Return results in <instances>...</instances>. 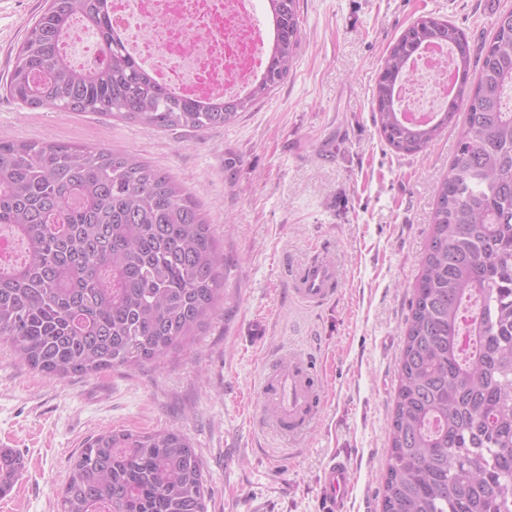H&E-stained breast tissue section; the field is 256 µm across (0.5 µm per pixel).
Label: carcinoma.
<instances>
[{
  "label": "carcinoma",
  "mask_w": 512,
  "mask_h": 512,
  "mask_svg": "<svg viewBox=\"0 0 512 512\" xmlns=\"http://www.w3.org/2000/svg\"><path fill=\"white\" fill-rule=\"evenodd\" d=\"M105 0H47L19 45L7 94L25 107L95 112L159 130L218 128L288 78L299 0H265L273 26L262 76L211 101L159 83L114 35ZM106 63L73 66V19ZM445 42L458 81L430 123L402 117L398 87L426 44ZM470 82L466 32L433 16L390 46L372 90L397 153L426 148L465 112L414 286L382 512H512V11L482 43ZM21 249L0 260V340L54 379L142 368L191 342L216 313L225 259L193 198L166 173L103 146L0 139V231ZM22 468L0 448V498ZM58 512H207L201 460L174 430L91 437L58 493Z\"/></svg>",
  "instance_id": "obj_1"
}]
</instances>
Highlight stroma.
Segmentation results:
<instances>
[{
    "mask_svg": "<svg viewBox=\"0 0 512 512\" xmlns=\"http://www.w3.org/2000/svg\"><path fill=\"white\" fill-rule=\"evenodd\" d=\"M44 5L0 0V139L101 145L171 174L219 241L225 297L190 349L140 369L57 380L1 341L0 448L24 469L0 512H58L75 456L108 428L188 438L207 512H319L334 456L353 470L351 512H381L405 321L458 131L395 153L374 121L372 89L389 46L420 16L454 23L477 48L512 0H300L295 63L271 96L233 124L167 131L10 98L16 47ZM316 255L340 280L335 298L312 309L289 275ZM296 353L319 379L323 412L291 443L259 417L267 365Z\"/></svg>",
    "mask_w": 512,
    "mask_h": 512,
    "instance_id": "obj_1",
    "label": "stroma"
}]
</instances>
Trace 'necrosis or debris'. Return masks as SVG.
Returning <instances> with one entry per match:
<instances>
[{
  "label": "necrosis or debris",
  "instance_id": "1",
  "mask_svg": "<svg viewBox=\"0 0 512 512\" xmlns=\"http://www.w3.org/2000/svg\"><path fill=\"white\" fill-rule=\"evenodd\" d=\"M112 19L129 30V50L179 94L210 99L246 92L259 78L270 32L257 0H112ZM440 51L413 64L402 104L414 120L448 102V73Z\"/></svg>",
  "mask_w": 512,
  "mask_h": 512
}]
</instances>
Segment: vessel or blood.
<instances>
[{
	"label": "vessel or blood",
	"mask_w": 512,
	"mask_h": 512,
	"mask_svg": "<svg viewBox=\"0 0 512 512\" xmlns=\"http://www.w3.org/2000/svg\"><path fill=\"white\" fill-rule=\"evenodd\" d=\"M337 272L326 260H312L303 266L294 281L295 294L308 305L318 307L337 291ZM265 417L281 435H298L320 409V398L302 359L294 358L272 366L263 378ZM352 476L347 461L339 456L329 460L320 483V512H351Z\"/></svg>",
	"instance_id": "obj_1"
}]
</instances>
